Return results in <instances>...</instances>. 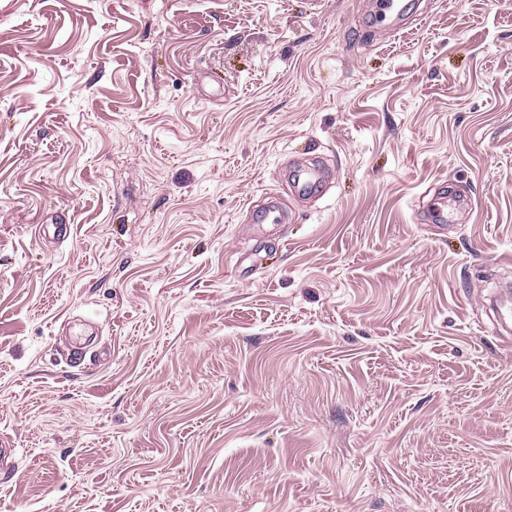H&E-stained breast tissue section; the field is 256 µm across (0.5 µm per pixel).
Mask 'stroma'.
<instances>
[{
    "mask_svg": "<svg viewBox=\"0 0 512 512\" xmlns=\"http://www.w3.org/2000/svg\"><path fill=\"white\" fill-rule=\"evenodd\" d=\"M405 2L0 0V512H512V0Z\"/></svg>",
    "mask_w": 512,
    "mask_h": 512,
    "instance_id": "1",
    "label": "stroma"
}]
</instances>
